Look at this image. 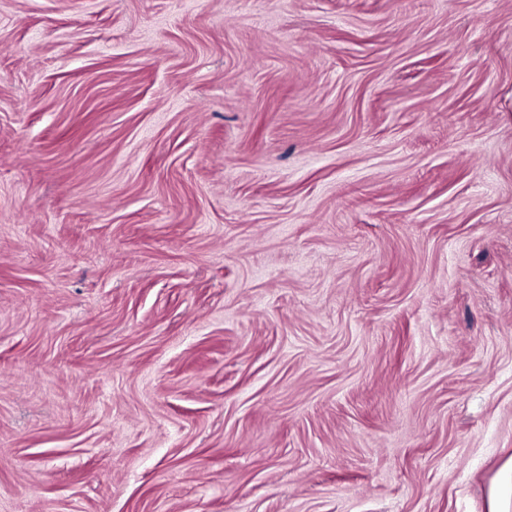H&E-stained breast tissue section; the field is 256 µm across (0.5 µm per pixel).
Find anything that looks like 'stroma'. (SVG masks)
Returning <instances> with one entry per match:
<instances>
[{
	"label": "stroma",
	"mask_w": 512,
	"mask_h": 512,
	"mask_svg": "<svg viewBox=\"0 0 512 512\" xmlns=\"http://www.w3.org/2000/svg\"><path fill=\"white\" fill-rule=\"evenodd\" d=\"M512 455V0H0V512H488Z\"/></svg>",
	"instance_id": "stroma-1"
}]
</instances>
